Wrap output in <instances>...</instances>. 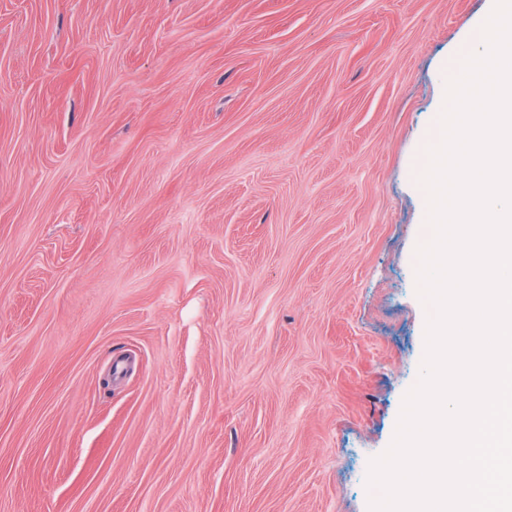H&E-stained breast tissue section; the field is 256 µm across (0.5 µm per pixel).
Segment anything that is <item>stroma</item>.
<instances>
[{"label":"stroma","mask_w":512,"mask_h":512,"mask_svg":"<svg viewBox=\"0 0 512 512\" xmlns=\"http://www.w3.org/2000/svg\"><path fill=\"white\" fill-rule=\"evenodd\" d=\"M487 8L0 0V512H368Z\"/></svg>","instance_id":"1"}]
</instances>
